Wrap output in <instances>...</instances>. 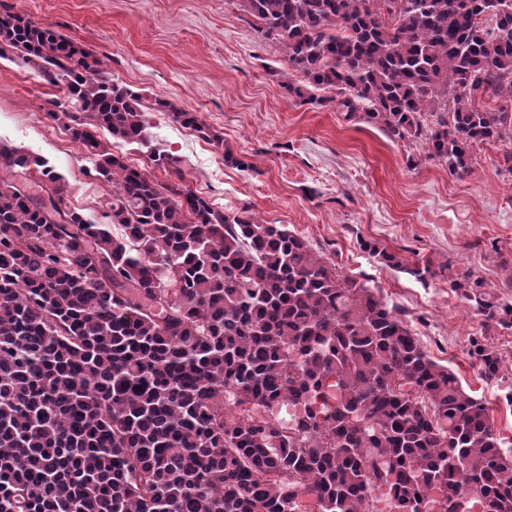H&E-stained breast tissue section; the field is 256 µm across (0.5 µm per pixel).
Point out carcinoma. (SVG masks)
<instances>
[{"instance_id":"obj_1","label":"carcinoma","mask_w":512,"mask_h":512,"mask_svg":"<svg viewBox=\"0 0 512 512\" xmlns=\"http://www.w3.org/2000/svg\"><path fill=\"white\" fill-rule=\"evenodd\" d=\"M234 2L281 43L298 79L280 86L304 104L335 101L394 142L423 138L460 177L474 145L512 140V112L473 106L478 91L512 102V8ZM8 51L58 88L46 118L112 200L109 223L89 219L45 160L0 143V512H366L375 487L393 512H512V457L487 407L396 308L284 225L186 189L178 157L152 151L175 176L161 182L114 154L91 128L147 145L143 96L93 53L6 11ZM152 109L224 145L176 99ZM33 167L37 193L20 180ZM448 286L485 327L512 331V303L485 279L450 271ZM469 344L480 376L502 378L486 337Z\"/></svg>"}]
</instances>
